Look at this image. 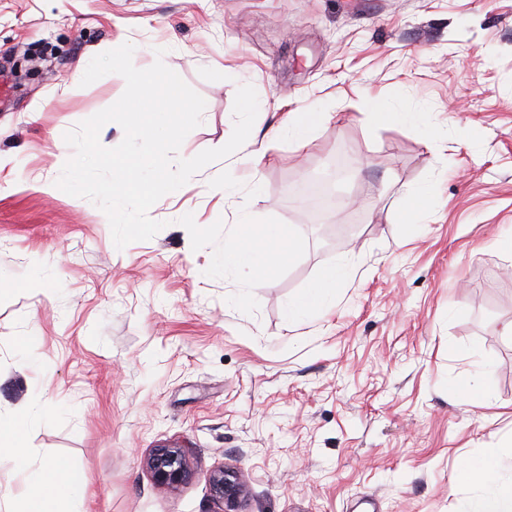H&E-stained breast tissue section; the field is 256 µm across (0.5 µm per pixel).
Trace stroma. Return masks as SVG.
I'll return each mask as SVG.
<instances>
[{"label": "stroma", "mask_w": 512, "mask_h": 512, "mask_svg": "<svg viewBox=\"0 0 512 512\" xmlns=\"http://www.w3.org/2000/svg\"><path fill=\"white\" fill-rule=\"evenodd\" d=\"M206 102L188 159L224 145L239 85L245 144L149 211L124 249L105 213L54 187L63 135L115 103L81 86L123 43ZM0 416L34 405V461L83 475L78 512H224L211 473H244V512H459L458 468L512 440V0H0ZM383 97L412 122L382 121ZM327 119L304 145L286 112ZM260 163H253V156ZM435 204L409 215L410 196ZM243 224L291 225L292 257L240 271ZM348 262L335 302L291 300ZM483 371L491 399L464 404ZM192 480L158 488L157 447Z\"/></svg>", "instance_id": "obj_1"}]
</instances>
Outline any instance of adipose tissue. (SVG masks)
<instances>
[{
    "label": "adipose tissue",
    "instance_id": "ef3b65f1",
    "mask_svg": "<svg viewBox=\"0 0 512 512\" xmlns=\"http://www.w3.org/2000/svg\"><path fill=\"white\" fill-rule=\"evenodd\" d=\"M295 238L294 229L284 226L259 225L231 236L226 249L233 253L239 266L276 267ZM349 266L340 262L328 268L317 285L305 290L288 305V318L303 319L326 306L336 287L348 275ZM33 418L32 406L18 409L13 417L0 421V447L18 451V471L25 486L16 501V512H58L59 502H72L83 479L78 472L54 462L36 463L23 454L26 429ZM504 466L502 451L496 450L467 461L459 470L462 483L479 487L477 496L465 502L461 512H512V481L500 479Z\"/></svg>",
    "mask_w": 512,
    "mask_h": 512
}]
</instances>
